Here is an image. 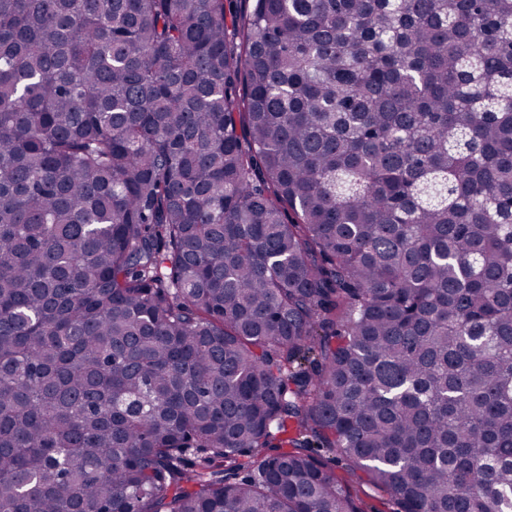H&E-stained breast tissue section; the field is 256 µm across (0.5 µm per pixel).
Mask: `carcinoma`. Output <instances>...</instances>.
<instances>
[{
    "label": "carcinoma",
    "instance_id": "1",
    "mask_svg": "<svg viewBox=\"0 0 512 512\" xmlns=\"http://www.w3.org/2000/svg\"><path fill=\"white\" fill-rule=\"evenodd\" d=\"M512 512V0H0V512ZM362 499L364 512H389L391 505L387 503V497L379 494L366 484L355 487Z\"/></svg>",
    "mask_w": 512,
    "mask_h": 512
}]
</instances>
